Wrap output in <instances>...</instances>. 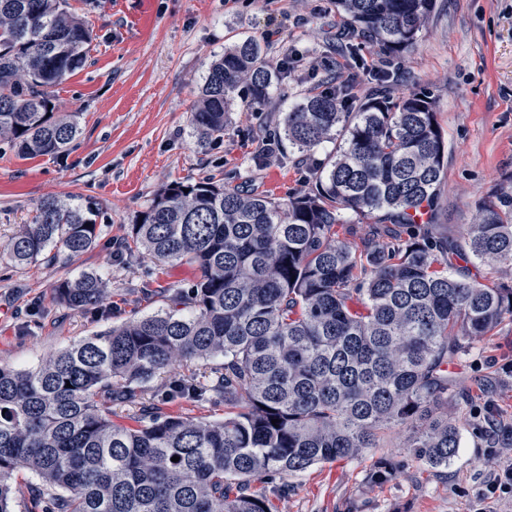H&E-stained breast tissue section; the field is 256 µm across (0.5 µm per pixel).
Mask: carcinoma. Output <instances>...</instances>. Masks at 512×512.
Returning a JSON list of instances; mask_svg holds the SVG:
<instances>
[{
    "label": "carcinoma",
    "instance_id": "obj_1",
    "mask_svg": "<svg viewBox=\"0 0 512 512\" xmlns=\"http://www.w3.org/2000/svg\"><path fill=\"white\" fill-rule=\"evenodd\" d=\"M345 35L400 55L418 40L436 0H334ZM93 30L67 0H0V144L55 156L80 135L54 88L87 64ZM353 95L332 84L276 120L275 154L301 157L326 143L308 189L286 199L244 191L212 174L173 182L131 225L120 250L196 271L187 288L118 327L85 336L32 368L0 366V512H14L12 479L39 480L41 512H272L251 483L288 479L382 447L393 428L404 448L443 469L460 448L448 371L466 343L512 320V286L472 279L457 261L512 269V194L501 192L461 234L435 236L432 211L448 166L433 102L396 98L348 46ZM288 66L272 68L246 38L209 68L190 126L224 140L235 92L252 110L272 106ZM354 213L406 227L405 236L352 245L338 228ZM100 208L87 198L41 199L30 224L3 246L14 267L78 257L98 243ZM86 312L110 293L94 271L52 285ZM215 366L183 376L166 399L224 402V418L170 414L145 386L180 363ZM139 406L137 425L113 408ZM277 423H272V420ZM177 456L179 461L171 458ZM381 457L366 482L396 477Z\"/></svg>",
    "mask_w": 512,
    "mask_h": 512
}]
</instances>
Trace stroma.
<instances>
[{
	"label": "stroma",
	"mask_w": 512,
	"mask_h": 512,
	"mask_svg": "<svg viewBox=\"0 0 512 512\" xmlns=\"http://www.w3.org/2000/svg\"><path fill=\"white\" fill-rule=\"evenodd\" d=\"M68 6L94 35L86 66L54 89L60 111L77 114L81 135L64 156L27 158L0 145V244L17 225L30 223L37 202L48 196L94 199L102 211L99 244L24 270L0 253V365L15 368L35 366L51 351L150 312L141 289L194 280L189 265L158 266L112 247L162 187L211 173L276 198L307 188L308 160L293 155L261 169L251 164L274 130L270 113L237 101L223 142L192 135L189 115L226 46L255 39L274 65L284 52L301 56L273 92L284 110L349 67L340 47L325 45L326 34L344 26L333 0H150L141 21L133 0H68ZM357 45L366 61L394 71V96H431L449 148L432 230L459 236L492 194L512 192V0H436L416 45L394 60L368 39ZM85 271L101 274L112 290L96 312L70 310L52 292L59 277ZM450 370L462 388L455 406L461 446L447 470L418 462L402 447L405 429L397 428L384 443L399 467L394 481L366 482L376 458L370 452L313 466L283 492L253 483V493L267 497L273 512H470L490 471L512 463V453L502 449L512 436V321L469 345ZM167 386L154 380L146 398L167 412L223 418V403L169 401Z\"/></svg>",
	"instance_id": "obj_1"
}]
</instances>
